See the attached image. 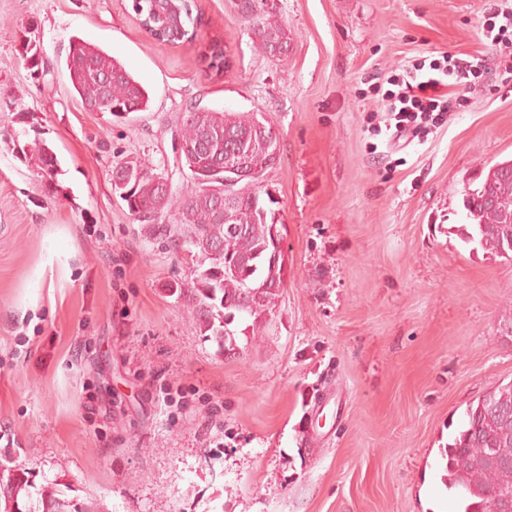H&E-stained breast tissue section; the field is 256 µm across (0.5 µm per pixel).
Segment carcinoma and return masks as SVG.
I'll return each mask as SVG.
<instances>
[{"instance_id":"obj_1","label":"carcinoma","mask_w":512,"mask_h":512,"mask_svg":"<svg viewBox=\"0 0 512 512\" xmlns=\"http://www.w3.org/2000/svg\"><path fill=\"white\" fill-rule=\"evenodd\" d=\"M240 16L250 24L260 50L268 55L276 45H288V29L268 11L255 9L254 0H234ZM179 43L195 36L196 19L192 0L181 4ZM25 60L32 73L40 69L42 57L36 36L25 39ZM71 85L81 103L88 107L106 97L112 104L110 115L120 120L133 112L149 109L150 95L143 85L117 59L101 47L74 37L65 61ZM110 82H104V77ZM267 123L258 112H233L207 109L192 111L184 117L181 136L185 144L196 147L194 164L211 171L216 181L193 183L180 192L174 190L163 201L162 212L184 229V243L177 250H189L193 261L185 280L171 283L175 293L195 313L201 334L224 347V325L236 318L251 320L258 328L273 312L278 288H261L270 275L272 226L276 224L273 205L277 200L262 196L259 187L243 188L236 194L232 208L233 223L227 224L215 207L214 186L221 174L216 169L230 157L242 156L248 167L266 172L270 168V146L257 133V123ZM25 162L40 170L45 178L58 175L59 163L53 149L44 141L20 147ZM142 175L127 187L122 197L134 217L158 202L154 172L141 159H128ZM490 191L494 202L484 199ZM468 223L460 226V238L466 243L512 258V159L495 164L472 195L463 201ZM487 448H505L512 454V386L501 384L470 403L463 425L452 436L445 451L448 487L462 491L464 512H492L493 505L509 493L512 474L484 465ZM30 472L8 470L0 475V494L4 509L14 503L18 512H91L88 506L68 498L55 488L40 493L41 506H22L20 496L30 497Z\"/></svg>"}]
</instances>
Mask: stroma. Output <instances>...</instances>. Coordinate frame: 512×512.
Instances as JSON below:
<instances>
[{"label": "stroma", "mask_w": 512, "mask_h": 512, "mask_svg": "<svg viewBox=\"0 0 512 512\" xmlns=\"http://www.w3.org/2000/svg\"><path fill=\"white\" fill-rule=\"evenodd\" d=\"M285 60L232 0H194L193 42L163 49L132 0H0V468L93 512H460L442 454L467 405L512 381V259L465 243L463 198L512 158V85L427 137L374 134L391 79L446 54L493 58L500 0H268ZM43 64L31 74L25 29ZM119 59L149 111L113 122L75 95L71 37ZM228 59L208 66L211 43ZM261 113L279 134L285 286L237 352L200 334L169 285L177 225L113 194L129 156L191 182L192 108ZM55 151L45 179L5 140Z\"/></svg>", "instance_id": "1"}]
</instances>
